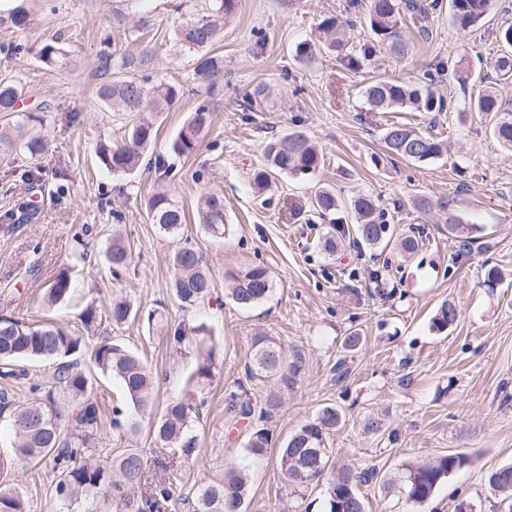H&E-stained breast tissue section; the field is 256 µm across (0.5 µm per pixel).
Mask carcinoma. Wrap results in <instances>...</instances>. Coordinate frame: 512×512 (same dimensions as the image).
<instances>
[{"instance_id": "obj_1", "label": "carcinoma", "mask_w": 512, "mask_h": 512, "mask_svg": "<svg viewBox=\"0 0 512 512\" xmlns=\"http://www.w3.org/2000/svg\"><path fill=\"white\" fill-rule=\"evenodd\" d=\"M495 0H448L453 22L467 29L481 22L491 13ZM417 14L425 5L415 0H373L370 29L382 43L398 52L402 47L401 8ZM235 0H211L208 13L199 19L174 29V42L179 50L198 55L193 80L201 88L213 90L224 80V55L216 52V43L224 28V20L233 14ZM33 17L19 4L0 11V28L23 31L31 27ZM345 22L332 16L320 23L326 34L320 44L307 41L297 45L295 59L302 66H310L321 51L344 50L345 44L336 38ZM501 54L495 62L494 74L485 77V85L477 98L469 103L473 112L490 115L489 132L502 146L512 149V109L503 107L497 86L512 78V25L498 31ZM69 52L57 42H47L36 52V60L48 69L63 71L70 65ZM152 54L144 49L138 54L114 50L100 55V69L107 79L99 83L97 96L109 112H130L138 116L121 140H101L96 145L99 165L114 174H127L140 164L143 152L157 136L152 115L166 111L180 97L181 88L161 82L148 86L144 72L149 70ZM448 76L461 86L472 79L468 51L460 53L452 70L435 69L430 83L421 86L410 82L375 79L363 89L368 104L379 110L410 109L417 112H449L453 97L434 96L431 84ZM24 88L13 82L0 81V114L7 117L8 126L0 129V152L22 151L38 156L45 150L44 137L29 127L34 115L17 108ZM213 121V111L200 103L183 123L171 149L178 155L192 154ZM385 151L399 159L426 162L440 157L445 151L443 141L417 131L405 123L387 125L383 134ZM264 163L253 176L257 191L264 190L273 174L295 177L315 172L325 163L323 151L302 132L289 131L272 138L263 150ZM312 212L326 216L340 207L336 192L329 186L317 190L311 202ZM349 209L356 224L352 243L357 246L383 249L395 244L406 255L413 254L423 242V236L413 231L395 235L385 212L374 197L363 191L349 200ZM150 223L156 225L162 236L177 237L186 213L164 192L154 194L145 204ZM199 223L213 236L229 234L232 225L224 211V196L204 192L197 201ZM483 228L448 219V236L462 238L467 245L480 249L491 248L482 240ZM112 275L118 277L132 263V246L120 235L112 237L107 249ZM175 271L173 294L180 306L192 309L208 300L213 293V279L202 254L189 245L181 246L172 257ZM224 279L232 284L231 300L241 309H251L263 303L273 292L274 281L261 265L229 269ZM73 293L67 271L59 272L43 297V305L51 308L69 301ZM133 313L123 298H114L106 308V318L122 324ZM458 319V310L451 302H444L433 318V328L443 331ZM211 341L204 324L180 325L168 342L175 347L185 343L203 346ZM82 338L73 335L64 326L43 322L26 325L18 319L0 317V422L12 431L13 454L0 456V472L32 461L51 466L56 477L55 494L63 512H95V505L119 499L130 502L136 512H166L171 507L183 512H247L250 494V476L247 466L231 465L220 480L197 484L185 495H175L182 481L183 467L198 456L201 437L196 428L198 405L192 399L171 397L163 410L155 406L156 373L137 352L109 338L102 339L92 350L90 363L103 376L115 379L122 387L124 406L112 409V425L130 433L139 430L140 421L148 419L155 444L172 451L173 461L165 468L163 478L149 483L144 478V458L128 448L111 461L92 459L91 441L103 426L98 403L88 398L91 378L81 369ZM53 359L52 371L37 378L30 372L28 362ZM215 361L207 355L194 373L196 385L203 388L213 377ZM303 367V357L297 350L285 351L268 336H257L253 354L246 366V378L259 384L270 379L280 381L288 388L295 384ZM25 387L32 395L31 402L22 404L15 398L14 388ZM276 400H267V407L255 408L248 390L229 395L225 411L235 422H244L247 431L246 457L259 459L271 448L269 429L263 423L273 418ZM342 420L333 405L319 409L315 418L288 435L278 448V462L285 476L299 486H308L323 480L329 461L328 440ZM470 463L465 453H447L427 462L401 465L397 472L382 478V486L389 492H398L417 508L425 507L437 488L449 475ZM373 468L356 470L343 468L329 480L325 512H367L368 502L360 486L377 479ZM488 484L509 502L512 512V464L503 465L488 474ZM0 512H26L25 500L13 487H0Z\"/></svg>"}]
</instances>
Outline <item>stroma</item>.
<instances>
[{"label": "stroma", "mask_w": 512, "mask_h": 512, "mask_svg": "<svg viewBox=\"0 0 512 512\" xmlns=\"http://www.w3.org/2000/svg\"><path fill=\"white\" fill-rule=\"evenodd\" d=\"M236 2L217 43L224 83L208 97L215 124L186 157L169 145L198 95L194 60L176 55L172 34L180 22L204 14L208 0H25L33 26L0 28V80L25 85L24 110H37L46 100L55 105L45 115L44 155H0V216L17 212L31 197L39 199L35 223L0 235V314L62 323L88 350L108 337L144 354L160 376L161 401L184 394L188 378L209 355L173 347L168 330L206 324L217 367L201 393L205 404L197 427L203 446L186 466L183 485L221 478L228 463L244 459L246 434L224 406L245 383L252 339L263 334L305 355L293 387L272 380L250 388L257 404L278 400L268 424L274 444L331 404L342 422L330 436L328 475L349 466L373 467L387 476L405 462L464 452L471 465L438 489L432 512H457L462 505L497 512L487 475L512 463V151L492 138L484 114L468 109L481 90L478 83L441 85V94L454 97L448 112L373 110L362 90L376 78L422 80L464 50L475 71L492 70L500 54L497 32L512 23V0H496L492 13L466 30L453 25L448 0H436L423 24L404 20L398 53L374 44L371 0H358L355 21L343 29L345 54L323 53L309 67L296 63V46L319 42L320 22L344 17L346 0ZM118 9L129 15L121 26L112 22ZM55 37L71 53L65 74L7 50L12 43L37 47ZM367 44L376 47L368 58L362 55ZM147 45L155 51L152 81L179 84L183 93L157 116V138L138 169L115 175L97 164L95 145L120 139L133 116L98 109L99 53L106 46L136 53ZM350 54L361 57L358 69L348 67ZM258 88L267 91V100L248 107ZM69 112L76 113L74 122H66ZM392 122L433 134L446 153L425 163L388 159L382 136ZM292 130L322 148L324 167L301 177L272 176L263 193H255L253 174L266 142ZM159 156L169 167L164 179L154 168ZM30 168L40 177L32 187L21 180ZM324 185L345 199L359 190L371 194L390 223L423 231L424 246L409 258L390 248L351 245L342 255L328 256L320 238L333 226L308 212ZM161 186L191 215L181 239L160 236L145 215L144 199ZM205 190L224 196L233 226L224 239L211 237L193 217ZM418 198L428 199L431 210L417 209ZM452 217L485 226L491 248L466 254L448 237ZM116 230L134 249L131 265L117 278L105 256ZM184 240L203 252L215 286L213 301L190 311L180 308L170 288V260ZM251 264L266 266L275 287L261 306L243 311L229 297L224 272ZM493 266L504 278L489 287L485 272ZM64 268L76 296L66 306L42 308L41 296ZM377 269L383 272L378 283L370 278ZM381 287L389 297L378 295ZM115 296L126 297L135 318L120 325L83 322L84 310L103 311ZM445 301L456 305L459 318L439 332L432 319ZM151 311L156 317L150 323ZM352 333L360 343L349 350L344 341ZM377 413L385 419L383 431L365 432L364 419ZM250 479L247 512H324V486L289 481L275 452L252 466ZM0 483L17 487L29 512H60L48 465L26 464L0 474Z\"/></svg>", "instance_id": "1"}]
</instances>
